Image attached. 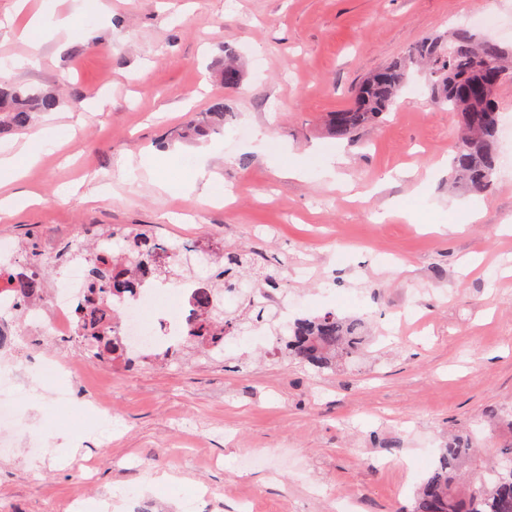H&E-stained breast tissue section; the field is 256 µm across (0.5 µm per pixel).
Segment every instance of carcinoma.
Instances as JSON below:
<instances>
[{
	"mask_svg": "<svg viewBox=\"0 0 512 512\" xmlns=\"http://www.w3.org/2000/svg\"><path fill=\"white\" fill-rule=\"evenodd\" d=\"M422 67L429 80L431 99L439 109L455 113L460 127L451 160L452 184L472 193H485L493 185L499 164L498 132L501 108L495 96L479 94L493 75L506 71L512 76V46L480 37L465 27L448 32V37H427L417 42L401 59L366 77L355 90L348 107L331 114L328 132L336 138L351 137L360 130L385 122L409 81L410 69ZM224 87L235 88L243 71L233 54H224L220 68ZM58 94L36 86L0 79V135L12 134L33 126L36 118L60 105ZM224 102L216 101L202 118L176 131L182 140H199L224 132ZM111 236L122 238L119 256L93 252L86 257L89 266L86 299L77 313L78 342L95 350L102 360L132 363L117 334L119 313L112 299L130 287L117 265L130 272L154 269L166 275L157 264L153 232L146 228H106ZM21 270L1 269L0 283L9 287L26 303L45 299L48 269L33 243L24 246ZM217 270L204 280L191 298L197 317L189 326L183 343L163 353L167 357L190 347L202 354L223 342L237 323L265 322L264 313L252 306L232 317L214 308L215 295L245 276L269 288L280 285L278 269L260 265L246 251H221L214 260ZM361 323L326 312L306 317L291 326L285 349L291 356L319 370L331 369L341 359L360 354L366 344ZM476 449L458 439L441 449L411 512H512V444L499 448L485 468L463 473L470 466Z\"/></svg>",
	"mask_w": 512,
	"mask_h": 512,
	"instance_id": "cac0c4a2",
	"label": "carcinoma"
}]
</instances>
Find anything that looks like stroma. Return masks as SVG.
<instances>
[{
	"label": "stroma",
	"mask_w": 512,
	"mask_h": 512,
	"mask_svg": "<svg viewBox=\"0 0 512 512\" xmlns=\"http://www.w3.org/2000/svg\"><path fill=\"white\" fill-rule=\"evenodd\" d=\"M44 0H0V78L62 86L39 125L72 126L11 192L38 204L0 213V241H84L86 225L145 227L243 248L280 270L290 306L338 309L361 321L364 353L317 370L290 360L268 317L265 348L236 339L214 360L190 355L135 367L100 363L74 339L52 337L39 355L73 368L62 381L86 409L111 404L112 434L64 455L68 410L47 394L20 406L16 439L0 455V505L9 512H82L100 496L151 482L154 512H183L189 489L207 490L196 512H400L427 476L416 458L452 435L503 448L512 434L491 414L512 411V84L498 101L504 159L485 195L450 188L457 126L412 75L385 123L353 138L326 131L372 71L478 9V0H62L80 34L61 31L32 50L21 29ZM243 80L225 89L214 68L225 48ZM234 128L189 143L173 131L215 100ZM249 128L248 137L235 134ZM266 133L269 145L256 144ZM343 161L335 175L323 155ZM152 156L157 178L123 177ZM216 174H183L185 160ZM305 160L304 178L282 169ZM479 217L465 223V206ZM407 207L382 219L386 207ZM98 466L85 484L81 459ZM126 459L123 467L115 459ZM172 473L178 487L153 483Z\"/></svg>",
	"instance_id": "obj_1"
}]
</instances>
